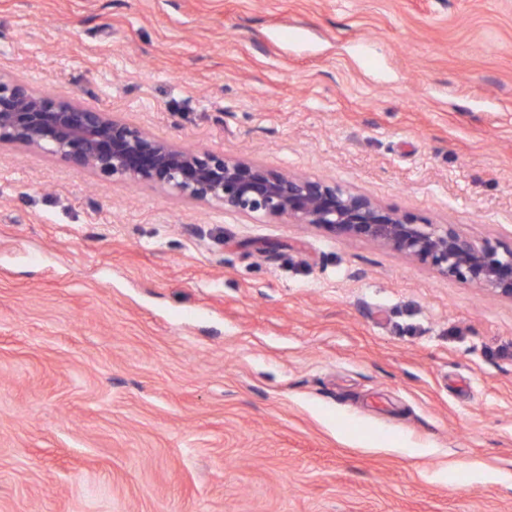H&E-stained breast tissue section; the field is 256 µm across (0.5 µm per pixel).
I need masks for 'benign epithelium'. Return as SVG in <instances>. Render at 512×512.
Segmentation results:
<instances>
[{
	"label": "benign epithelium",
	"mask_w": 512,
	"mask_h": 512,
	"mask_svg": "<svg viewBox=\"0 0 512 512\" xmlns=\"http://www.w3.org/2000/svg\"><path fill=\"white\" fill-rule=\"evenodd\" d=\"M43 152L118 180L158 184L177 197L244 217L286 218L371 241L440 274L512 301V247L455 224H417L336 182L264 169L244 157L188 150L108 112L39 93L0 74V144Z\"/></svg>",
	"instance_id": "obj_1"
}]
</instances>
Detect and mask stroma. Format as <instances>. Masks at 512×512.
Masks as SVG:
<instances>
[{
	"mask_svg": "<svg viewBox=\"0 0 512 512\" xmlns=\"http://www.w3.org/2000/svg\"><path fill=\"white\" fill-rule=\"evenodd\" d=\"M0 73L512 245V0H0ZM0 512H512V301L2 144Z\"/></svg>",
	"mask_w": 512,
	"mask_h": 512,
	"instance_id": "stroma-1",
	"label": "stroma"
}]
</instances>
